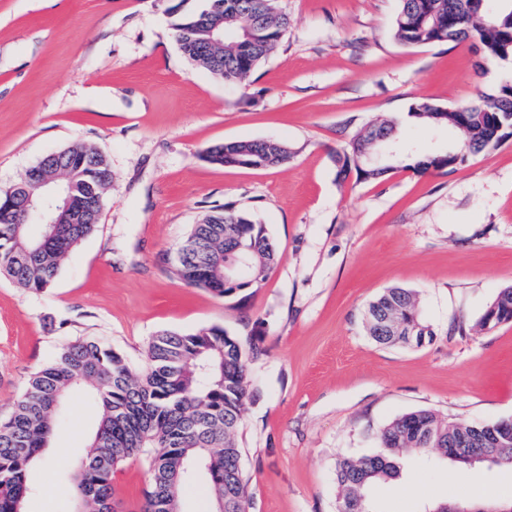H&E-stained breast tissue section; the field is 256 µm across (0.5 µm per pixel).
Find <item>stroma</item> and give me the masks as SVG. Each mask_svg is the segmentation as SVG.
I'll return each instance as SVG.
<instances>
[{"instance_id":"stroma-1","label":"stroma","mask_w":512,"mask_h":512,"mask_svg":"<svg viewBox=\"0 0 512 512\" xmlns=\"http://www.w3.org/2000/svg\"><path fill=\"white\" fill-rule=\"evenodd\" d=\"M203 0H0V190L45 155L96 147L112 168L97 231L40 293L0 276V416L29 376L78 336L135 366L157 332L220 326L254 342L239 433L250 512H337L336 463L371 452L394 417L430 409L486 423L512 416V323L478 325L512 286V139L445 174L397 171L338 181L332 160L362 128L397 123L404 145L447 132L409 117L512 81V58L480 63L471 44L408 46L399 0H279L290 18L247 86L193 68L173 37L174 5ZM265 140L294 150L272 168L206 161L209 148ZM215 204L253 211L279 248L246 306L186 285L172 255ZM415 291L434 337L418 349L366 333L383 289ZM97 423L76 398L32 469L27 512H77V464ZM406 468L376 496L385 512L512 493V467ZM147 464L115 473L112 499L137 512Z\"/></svg>"}]
</instances>
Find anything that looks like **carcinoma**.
Returning a JSON list of instances; mask_svg holds the SVG:
<instances>
[{"label": "carcinoma", "instance_id": "carcinoma-1", "mask_svg": "<svg viewBox=\"0 0 512 512\" xmlns=\"http://www.w3.org/2000/svg\"><path fill=\"white\" fill-rule=\"evenodd\" d=\"M394 34L406 45L469 41L488 59L512 57V0H486L482 10L469 0H399ZM224 18V45L209 43V30ZM288 15L273 0H205L202 8L181 16L173 27L179 50L193 65L219 82L246 85L280 43ZM418 123L459 132V143L443 149L403 147L396 123L371 124L349 147L336 153L337 177L375 181L403 169L415 174L448 172L471 155L494 149L512 136V84L485 95L477 104L451 109L427 102L411 106ZM286 145L270 141H226L211 147L213 164L244 168L276 167L288 162ZM67 192L88 204H102L112 188V169L96 148L77 144L64 160ZM96 230L94 224H8L0 219V274L39 293L50 287L71 251ZM277 243L266 225L245 209L214 206L192 225L171 260L185 283L206 288L224 299L245 302L248 290L265 281L277 260ZM246 252L251 266L225 280L218 261ZM368 336L382 346L422 347L406 336H434L420 312L417 294L386 288L367 305ZM512 322V286L502 289L480 319L484 330ZM261 354L220 326L193 333L161 331L150 340L143 367L131 366L101 340L77 337L31 376L8 417L0 418V512H24L32 491L31 467L41 456L56 425L64 418L71 392L99 410L89 450L76 475L75 495L83 512H118L112 479L131 458L150 453V484L140 512H153L162 498L179 512L187 484L206 481L214 512H249L248 480L241 466L238 433L248 398L247 366ZM378 448L336 465L340 488L338 512H384L377 486L398 477L405 461L450 463L467 471L512 467V447L492 448L485 425L448 421L429 409L397 416L378 435ZM463 454L448 453V446Z\"/></svg>", "mask_w": 512, "mask_h": 512}]
</instances>
